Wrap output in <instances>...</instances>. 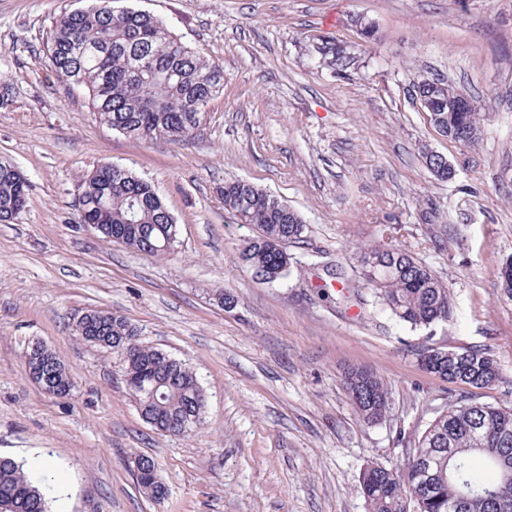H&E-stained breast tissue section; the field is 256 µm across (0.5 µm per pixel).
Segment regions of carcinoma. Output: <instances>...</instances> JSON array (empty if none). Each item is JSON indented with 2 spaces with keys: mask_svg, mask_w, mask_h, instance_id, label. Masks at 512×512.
Here are the masks:
<instances>
[{
  "mask_svg": "<svg viewBox=\"0 0 512 512\" xmlns=\"http://www.w3.org/2000/svg\"><path fill=\"white\" fill-rule=\"evenodd\" d=\"M47 52L59 78L88 93L99 119L136 140L167 137L184 141L224 86V68L205 60L174 37L156 16L112 7L95 0L87 9L61 14L49 31ZM324 62L348 68V49L330 41L319 48ZM415 92L436 104L439 125L455 133L464 128L478 141L480 112H454L463 95L446 82H424ZM29 185L13 166L0 162V223L9 224L25 209ZM224 208L257 225L258 235L240 253L243 265L278 278L289 267L285 244L301 237L299 215L276 196L237 181L224 184ZM86 202L81 223L107 224L120 231L125 247L145 255H165L173 236L172 216L151 185L109 164L92 170L80 186ZM361 277L378 302L414 328L452 319L448 286L431 268L397 248L371 246L360 257ZM499 286L512 298V259L499 269ZM80 341L121 357L122 376L137 409L151 427L181 433L203 425L206 395L185 362L139 341L135 326L112 314L87 310L73 319ZM48 357L39 386L56 395L71 394L73 379L60 357L41 342ZM430 373L452 384L490 388L500 379L497 362L483 349L433 348ZM344 384L358 416L374 423L389 411L383 380L366 367L345 372ZM420 458L395 469L365 468L360 489L369 512H512V407L454 398L417 441ZM138 486L154 500L166 496L155 462L142 455L135 462ZM0 512H49V488L43 479L10 457L0 456Z\"/></svg>",
  "mask_w": 512,
  "mask_h": 512,
  "instance_id": "carcinoma-1",
  "label": "carcinoma"
}]
</instances>
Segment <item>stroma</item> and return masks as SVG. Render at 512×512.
Segmentation results:
<instances>
[{
	"mask_svg": "<svg viewBox=\"0 0 512 512\" xmlns=\"http://www.w3.org/2000/svg\"><path fill=\"white\" fill-rule=\"evenodd\" d=\"M91 3L0 0V161L30 185L25 210L0 224V456L29 468L50 459L51 512H367V464L399 466L448 405V383L418 363L429 347L488 351L502 380L472 396L512 406V299L497 279L512 257V0H116L224 68L187 143L128 138L56 76L46 36L61 12ZM326 39L348 45L345 72L318 54ZM424 78L476 102V145L431 126L413 92ZM426 150L447 158L451 179L433 176ZM102 164L152 185L178 226L172 254L133 252L80 223L79 187ZM236 180L303 221L281 278L239 259L257 227L217 193ZM374 244L430 267L449 287L452 321L416 331L370 289L344 299ZM219 290L231 304L213 301ZM87 309L126 318L195 370L207 394L199 430L168 436L142 419L117 354L73 336ZM34 340L64 361L70 397L29 380ZM351 366L386 384L381 421L357 416ZM142 454L164 501L137 485Z\"/></svg>",
	"mask_w": 512,
	"mask_h": 512,
	"instance_id": "1",
	"label": "stroma"
}]
</instances>
